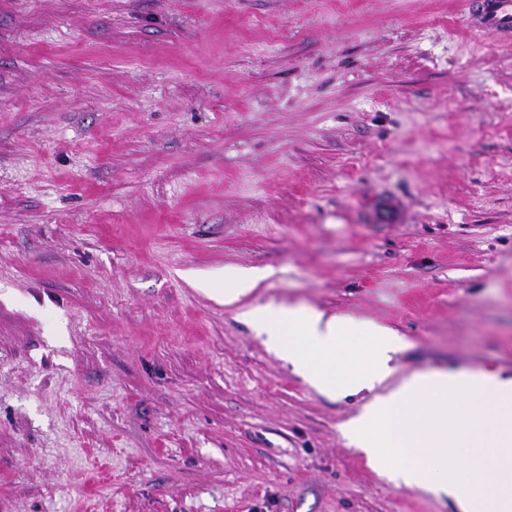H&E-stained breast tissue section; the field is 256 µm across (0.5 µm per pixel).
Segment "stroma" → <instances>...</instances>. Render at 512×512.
<instances>
[{"label":"stroma","instance_id":"obj_1","mask_svg":"<svg viewBox=\"0 0 512 512\" xmlns=\"http://www.w3.org/2000/svg\"><path fill=\"white\" fill-rule=\"evenodd\" d=\"M227 265L512 376V45L462 0H0V512H457L186 278ZM372 221L381 224H402L407 219L405 205L397 198L384 197L372 209Z\"/></svg>","mask_w":512,"mask_h":512}]
</instances>
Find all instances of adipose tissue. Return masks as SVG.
<instances>
[{
    "mask_svg": "<svg viewBox=\"0 0 512 512\" xmlns=\"http://www.w3.org/2000/svg\"><path fill=\"white\" fill-rule=\"evenodd\" d=\"M257 269L227 266L196 287L234 304L261 283ZM245 318L316 390L371 391L346 425L368 464L399 485L450 498L458 512H512V377L462 370L401 372L406 342L392 329L310 307L248 308ZM462 461L452 465L449 452Z\"/></svg>",
    "mask_w": 512,
    "mask_h": 512,
    "instance_id": "adipose-tissue-1",
    "label": "adipose tissue"
}]
</instances>
